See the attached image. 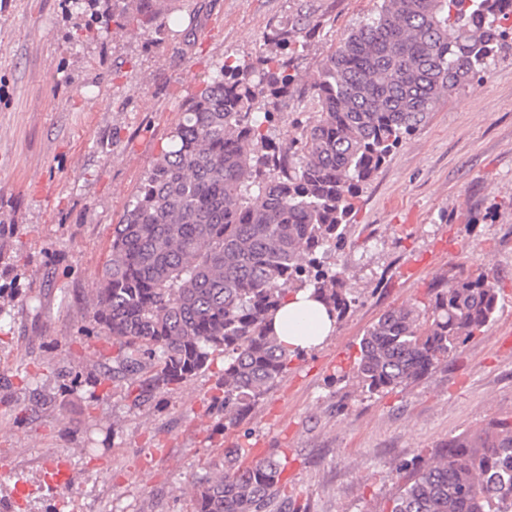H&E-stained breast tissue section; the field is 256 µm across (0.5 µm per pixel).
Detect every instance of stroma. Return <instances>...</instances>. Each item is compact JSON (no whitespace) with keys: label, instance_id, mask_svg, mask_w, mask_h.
I'll use <instances>...</instances> for the list:
<instances>
[{"label":"stroma","instance_id":"obj_1","mask_svg":"<svg viewBox=\"0 0 512 512\" xmlns=\"http://www.w3.org/2000/svg\"><path fill=\"white\" fill-rule=\"evenodd\" d=\"M379 0H176L173 30H103L69 0H0V224L14 267L0 277V501L51 512L41 473L63 462L71 502L95 512H191L190 491L228 439L284 468L263 512H381L397 467L512 415V49L484 80L441 97L366 182L335 255L355 304L319 348L224 432L209 370L142 405L111 337L84 308L115 224L208 72L248 58L271 24L318 20L279 103L282 134L314 120L306 87ZM482 269L502 295L482 335L446 367L380 395L351 368L363 333L440 277ZM110 371L112 390L93 387Z\"/></svg>","mask_w":512,"mask_h":512}]
</instances>
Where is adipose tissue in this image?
<instances>
[{
	"instance_id": "1",
	"label": "adipose tissue",
	"mask_w": 512,
	"mask_h": 512,
	"mask_svg": "<svg viewBox=\"0 0 512 512\" xmlns=\"http://www.w3.org/2000/svg\"><path fill=\"white\" fill-rule=\"evenodd\" d=\"M279 341L291 351L321 346L335 331V319L325 305L310 291L288 294L274 321Z\"/></svg>"
}]
</instances>
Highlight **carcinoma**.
<instances>
[{
  "label": "carcinoma",
  "instance_id": "obj_1",
  "mask_svg": "<svg viewBox=\"0 0 512 512\" xmlns=\"http://www.w3.org/2000/svg\"><path fill=\"white\" fill-rule=\"evenodd\" d=\"M156 0L147 15L122 5L100 27L180 25ZM506 0H382L314 75L315 121L269 135L281 98L298 90L295 62L319 23L277 24L251 60H225L188 100L115 226L91 309L136 375L138 405L224 355L212 403L237 426L288 369L271 319L291 292L313 289L336 320L355 298L323 269L341 248L361 184L444 94L484 78L508 47ZM499 289L484 271L432 284L428 300L393 308L359 343L358 387L381 394L430 376L485 332ZM222 466L192 490L194 512H263L282 467L271 458ZM382 512H512V417L463 433L399 467Z\"/></svg>",
  "mask_w": 512,
  "mask_h": 512
}]
</instances>
